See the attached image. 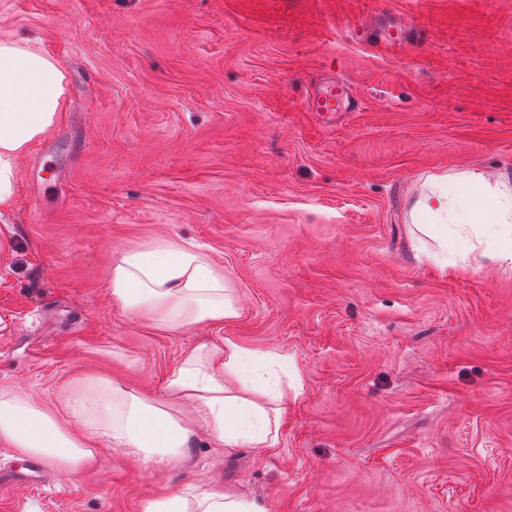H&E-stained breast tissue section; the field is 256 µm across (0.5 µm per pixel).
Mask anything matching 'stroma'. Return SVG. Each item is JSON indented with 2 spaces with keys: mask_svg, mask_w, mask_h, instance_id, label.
<instances>
[{
  "mask_svg": "<svg viewBox=\"0 0 512 512\" xmlns=\"http://www.w3.org/2000/svg\"><path fill=\"white\" fill-rule=\"evenodd\" d=\"M0 36L66 75L58 123L0 215V389L67 412L108 378L157 402L185 355L230 339L288 357L279 442L184 458L122 449L19 486L0 512H144L223 487L266 512H512V265L414 211L432 176L512 184V0H0ZM344 80L360 110L315 112ZM202 251L237 314L187 328L109 296L122 252Z\"/></svg>",
  "mask_w": 512,
  "mask_h": 512,
  "instance_id": "obj_1",
  "label": "stroma"
}]
</instances>
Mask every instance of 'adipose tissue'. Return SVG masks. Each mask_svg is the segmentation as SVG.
<instances>
[{
    "instance_id": "adipose-tissue-1",
    "label": "adipose tissue",
    "mask_w": 512,
    "mask_h": 512,
    "mask_svg": "<svg viewBox=\"0 0 512 512\" xmlns=\"http://www.w3.org/2000/svg\"><path fill=\"white\" fill-rule=\"evenodd\" d=\"M65 96V75L54 60L28 41L0 38V210L13 205L18 163L29 144L56 122ZM470 195L450 198L443 182L416 204L452 224H484V255L512 264V186L489 182L482 173L458 174ZM113 303L171 327H190L235 316L223 270L207 256L163 241L149 250L126 251L109 271ZM286 358L258 353L232 340L207 352L190 351L167 382L162 405L100 378L71 390L69 425L19 393L0 392V437L27 455L52 461L71 476L95 459L91 439L125 448L143 463L182 459L192 423L207 427L225 447L271 448L278 441ZM145 512H265L256 501L219 489L171 491L148 503Z\"/></svg>"
}]
</instances>
